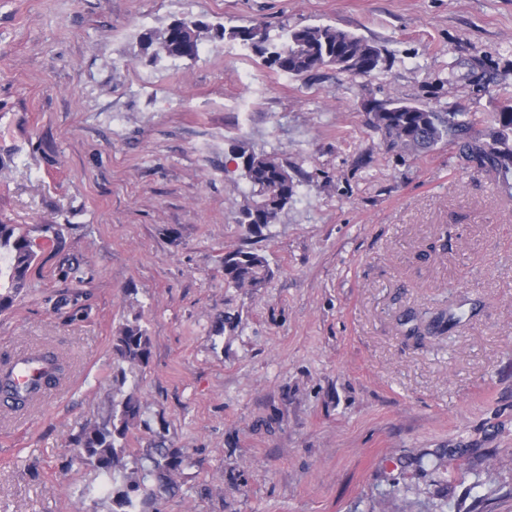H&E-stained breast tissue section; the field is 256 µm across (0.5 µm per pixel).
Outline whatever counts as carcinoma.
I'll use <instances>...</instances> for the list:
<instances>
[{
	"instance_id": "cac0c4a2",
	"label": "carcinoma",
	"mask_w": 512,
	"mask_h": 512,
	"mask_svg": "<svg viewBox=\"0 0 512 512\" xmlns=\"http://www.w3.org/2000/svg\"><path fill=\"white\" fill-rule=\"evenodd\" d=\"M220 40L229 37L250 47L263 64L279 73L297 77L323 68H334L352 77H367L384 71L387 59L377 45L332 25H309L274 39L265 27H213L202 21L183 20L162 30L142 34L144 52L168 50L176 55L199 48L203 34ZM368 123L381 133L389 148L403 153L426 154L440 145L457 147L458 157L495 178L512 173V98L496 100L492 111L482 117L475 112H441L426 104L399 98L373 99L365 104ZM246 158L244 177L250 186L246 203L239 209L237 223L254 236L277 223L280 214L297 192L299 181L288 166L276 157L237 152ZM53 224H37L28 229L21 224L0 222V312L13 307L16 299L29 288L38 258L37 241H56ZM274 275L267 259L242 248L224 254V281L237 288L256 290ZM454 316L440 312L424 320L413 311L403 314L401 324L409 326L408 335L420 337L443 332ZM113 353L119 363L134 366L148 364L151 341L141 318L126 321L115 336ZM141 417L140 403L126 398L112 406L105 419L82 428L74 444L84 450L87 459L105 478L112 496L113 512H145L143 496L146 482L153 480L160 488L170 485L184 458L166 448H149L144 454L148 465L123 474V457L130 428Z\"/></svg>"
}]
</instances>
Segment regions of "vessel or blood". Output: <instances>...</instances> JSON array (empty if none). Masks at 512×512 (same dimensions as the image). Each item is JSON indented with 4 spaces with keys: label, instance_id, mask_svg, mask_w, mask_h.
Returning <instances> with one entry per match:
<instances>
[{
    "label": "vessel or blood",
    "instance_id": "b4317fda",
    "mask_svg": "<svg viewBox=\"0 0 512 512\" xmlns=\"http://www.w3.org/2000/svg\"><path fill=\"white\" fill-rule=\"evenodd\" d=\"M51 365L36 350L19 353L0 363V408L14 409L17 401L41 398L47 391Z\"/></svg>",
    "mask_w": 512,
    "mask_h": 512
}]
</instances>
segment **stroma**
Returning a JSON list of instances; mask_svg holds the SVG:
<instances>
[{
  "mask_svg": "<svg viewBox=\"0 0 512 512\" xmlns=\"http://www.w3.org/2000/svg\"><path fill=\"white\" fill-rule=\"evenodd\" d=\"M177 19L330 24L389 67L291 78L207 37L150 61L140 33ZM496 92L512 0H0V221L60 230L0 312V354L66 366L0 412V512H112L80 496L99 478L72 437L129 396L126 471L160 440L185 459L149 512H512V197L456 148L388 151L363 108L480 113ZM236 144L303 174L259 237L236 222ZM237 248L266 257L265 288L225 283ZM407 309L459 321L418 339ZM136 316L151 357L120 384ZM151 341L146 328L141 324L140 317L127 320L120 328L113 342V353L118 360L116 382L124 383L125 369L120 365L128 363L134 366H146L151 354Z\"/></svg>",
  "mask_w": 512,
  "mask_h": 512,
  "instance_id": "1",
  "label": "stroma"
}]
</instances>
